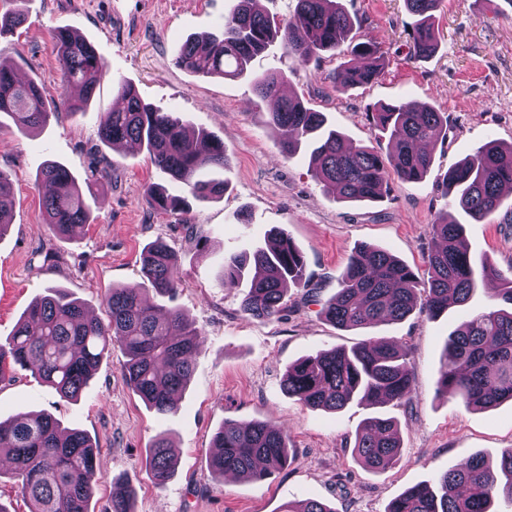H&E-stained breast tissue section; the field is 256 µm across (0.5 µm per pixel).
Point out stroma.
<instances>
[{"instance_id":"1","label":"stroma","mask_w":512,"mask_h":512,"mask_svg":"<svg viewBox=\"0 0 512 512\" xmlns=\"http://www.w3.org/2000/svg\"><path fill=\"white\" fill-rule=\"evenodd\" d=\"M341 3L354 21L351 40H372L384 55L374 82L337 90L332 73L349 54L324 53L304 62L277 44L257 56L253 68L283 71L287 91L322 112L348 143L384 154L388 141L372 119L380 104L404 100L447 114L448 137L434 146L428 174L418 182L389 179L381 199L370 205L336 202L323 193L307 152L291 158L280 153L278 135L266 125L269 107L255 96L250 79L198 77L177 67L185 40L219 32L236 0H29L26 22L0 37V60L33 80L52 105L64 94L57 30L91 42L107 65L84 111H59L29 132L0 116V172L13 185L10 227L0 237V343L49 288L64 289L90 315L105 319L107 290L139 287L142 252L157 240L180 258L182 284L172 305L203 333L179 409L166 417L129 387L125 356L117 348L101 360L77 402L63 400L28 370L0 385V421L45 412L89 436L99 478L90 512H109L112 485L124 480L135 489V512H281L309 498L337 512H387L407 488L434 482L475 456L496 463L512 448V402L475 410L437 392L444 342L487 304L485 292L438 318L415 312L367 329L341 330L320 314L352 253L365 244L387 250L428 280L431 223L440 212L456 211L444 194L449 167L488 140L512 143V0H442L435 13L438 50L427 59L411 54L414 18L404 0ZM120 79L133 84L144 103L223 140L229 163L220 174L222 199L190 201L181 214L147 203V184L175 194L180 188L151 163L145 148L114 149L100 141L99 114L118 107L114 84ZM49 160L93 186L89 224L66 236L42 222L37 178ZM276 229L303 253L307 282L289 286L288 307L279 317L259 321L241 311L242 289L220 287L219 278L225 257L265 244ZM465 240L475 261L511 264L512 195L487 222L467 225ZM368 338L408 348L410 401L331 412L308 408L282 391L291 363ZM378 412L394 418L401 433L400 458L385 471L365 468L353 452L363 420ZM228 419L277 422L288 432V466L260 482L212 474V439ZM161 434L177 464L174 478L159 488L144 459Z\"/></svg>"}]
</instances>
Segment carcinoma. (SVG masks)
Instances as JSON below:
<instances>
[{"label":"carcinoma","instance_id":"cac0c4a2","mask_svg":"<svg viewBox=\"0 0 512 512\" xmlns=\"http://www.w3.org/2000/svg\"><path fill=\"white\" fill-rule=\"evenodd\" d=\"M29 0H11L0 16V36L26 21ZM415 17L412 49L428 59L438 49L432 23L440 0H404ZM353 28L350 15L337 0H298L295 13L278 26L255 7V0H239L224 17L218 35L190 37L176 64L183 70L222 79L251 75L256 97L274 102L267 125L281 133L280 152L290 158L308 140L311 163L323 192L341 203L368 204L381 197L390 176L408 182L423 179L432 154L419 146L448 135V118L430 106L415 108L405 102L385 104L373 113L379 132L391 151L381 155L370 146H352L325 126L322 113L295 96L282 95L287 77L278 70L251 72V62L274 40L304 61L323 52L339 54ZM64 88H78L81 98L64 97L62 106L81 112L106 74L104 59L89 41L68 30L56 35ZM357 63H343L332 74L336 89L371 83L380 73L378 46L365 40L350 48ZM124 100L121 110L100 115V140L117 147L136 142L146 148L156 167L181 187L182 194L149 184L147 202L178 213L185 195L199 201L224 196V181L202 179L206 169L228 163L224 142L189 129L175 112L143 103L134 86L116 82ZM0 114L19 131L38 128L54 112L38 87L17 80L13 68L0 61ZM38 181L47 188L42 220L53 230L69 234L89 223V207L74 175L65 166L46 164ZM512 191V145L490 139L448 169L445 194L462 215L436 217L431 224L432 247L427 255L430 274L425 297L415 271L386 250L364 245L356 251L337 281L336 293L322 307L324 319L341 329L369 328L394 323L420 310L438 317L448 305H465L479 289L489 290L490 303L448 334L439 368V391L458 398L466 407L489 409L512 401V264L474 263L464 246L467 224H481ZM11 187L0 172V237L9 227ZM143 285L139 289L111 288L105 296L107 319L87 316L84 305L62 292L36 299L4 344H0V384L15 378L16 370L30 369L61 398L76 402L100 361L118 345L125 357L124 376L131 389L156 414L177 411L202 333L179 310L156 315L150 299L170 296L180 284L178 257L161 241L145 248L141 260ZM250 279L241 310L269 320L287 306L286 285L306 278V261L288 235L277 232L265 247L250 255L224 259L221 286L236 287ZM408 349L385 339H367L352 347L334 348L301 358L288 366L282 389L312 409L340 410L351 403L384 405L409 400L413 376ZM212 473L226 472L261 480L288 465L287 433L268 422L224 421L213 438ZM402 448L400 429L382 415L367 418L355 437L353 452L367 467H392ZM0 456L8 472L31 504L30 512H89L98 482L95 450L82 432L67 429L45 413H20L0 422ZM144 466L153 483L162 488L174 474L167 438L158 436L148 449ZM134 488L128 482L112 489L111 512H132ZM512 501V448L502 451L496 464L481 457L467 460L439 475L433 485H415L395 497L387 512H491L495 498ZM283 512H336L320 500L307 499Z\"/></svg>","mask_w":512,"mask_h":512}]
</instances>
